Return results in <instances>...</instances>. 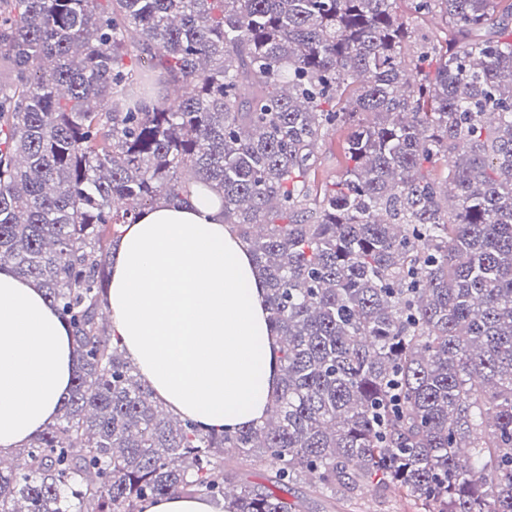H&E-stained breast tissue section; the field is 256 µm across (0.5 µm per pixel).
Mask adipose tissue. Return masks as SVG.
Wrapping results in <instances>:
<instances>
[{"instance_id": "adipose-tissue-1", "label": "adipose tissue", "mask_w": 512, "mask_h": 512, "mask_svg": "<svg viewBox=\"0 0 512 512\" xmlns=\"http://www.w3.org/2000/svg\"><path fill=\"white\" fill-rule=\"evenodd\" d=\"M265 294L218 194L194 184L126 226L108 306L127 357L173 413L233 430L260 422L279 385ZM77 367L43 290L0 267L1 453L54 421Z\"/></svg>"}]
</instances>
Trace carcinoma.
I'll return each mask as SVG.
<instances>
[{"instance_id":"cac0c4a2","label":"carcinoma","mask_w":512,"mask_h":512,"mask_svg":"<svg viewBox=\"0 0 512 512\" xmlns=\"http://www.w3.org/2000/svg\"><path fill=\"white\" fill-rule=\"evenodd\" d=\"M397 2L0 0V265L80 360L0 463V512H301L238 482L253 464L329 512L367 487L512 512V32H486L502 0ZM433 13L452 38L429 48ZM340 124L345 169L313 202ZM191 180L222 192L279 340L267 418L236 430L167 413L103 313L119 228ZM416 34L419 38L424 36L426 39L433 41H443L447 37L450 38L451 35L444 23L437 16L432 15L418 20ZM350 135L347 125L330 131L319 142L314 154V165L310 172L313 194H322L341 175L345 167L344 146ZM143 512H223L224 502L206 497L169 496L142 504Z\"/></svg>"}]
</instances>
